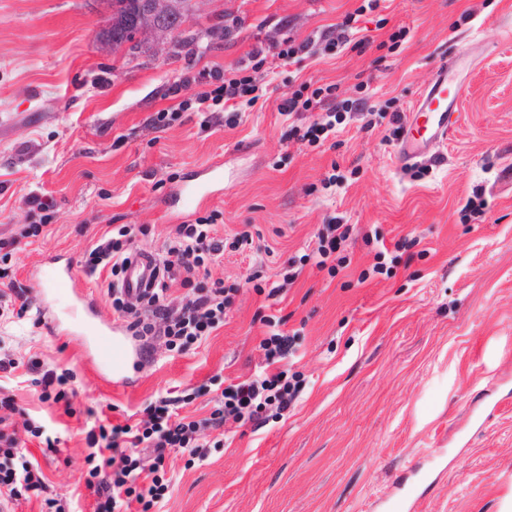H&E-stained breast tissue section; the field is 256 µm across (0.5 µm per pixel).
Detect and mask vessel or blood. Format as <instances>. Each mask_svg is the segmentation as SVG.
Wrapping results in <instances>:
<instances>
[{"label":"vessel or blood","instance_id":"b4317fda","mask_svg":"<svg viewBox=\"0 0 512 512\" xmlns=\"http://www.w3.org/2000/svg\"><path fill=\"white\" fill-rule=\"evenodd\" d=\"M462 61V54L457 53L440 62L430 85L419 95L396 143L402 163L416 161L429 141L444 140L452 134L458 121L460 93L455 77ZM223 181L224 163L218 160L193 175L174 204L185 213L198 209L211 201L215 187ZM160 276L155 256L137 251L129 256L119 287L133 300L154 289ZM50 277L54 286L43 297V312L51 329L65 333L74 324L85 330L88 363L97 378L116 389L128 387L122 365L127 359L140 357V350L128 342L125 330L85 295L71 265L52 266Z\"/></svg>","mask_w":512,"mask_h":512}]
</instances>
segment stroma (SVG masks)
I'll return each mask as SVG.
<instances>
[{
  "label": "stroma",
  "mask_w": 512,
  "mask_h": 512,
  "mask_svg": "<svg viewBox=\"0 0 512 512\" xmlns=\"http://www.w3.org/2000/svg\"><path fill=\"white\" fill-rule=\"evenodd\" d=\"M366 3L191 0L184 44L147 34L116 51L101 38L109 0H0V357L16 362L0 392L40 426L25 447L72 512L94 510L86 431L137 424L161 396L192 395L182 415L208 418L224 386L263 369L261 342L278 332L296 338L280 366L302 383L297 402L202 429L203 459L170 453L162 512H383L414 466L432 475L414 512H512V0ZM348 15L359 46L266 59L262 97L233 113L180 109L202 69L233 72L258 42L298 44ZM466 49L453 133L402 164L393 113ZM304 83L372 111L296 140L321 109L278 106ZM163 109L176 118L160 128ZM218 158L219 196L189 215L168 207ZM32 192L53 199L49 219L23 205ZM211 214L225 248L202 284L223 281V325L181 356L152 338L129 389L98 385L82 337L52 334L37 313L40 267L70 263L108 311L109 269L84 268L102 235L131 226L133 248L160 255L176 225ZM327 224L352 227L333 275L316 266ZM244 230L251 243L235 246ZM34 361L72 370L73 414L42 399Z\"/></svg>",
  "instance_id": "obj_1"
}]
</instances>
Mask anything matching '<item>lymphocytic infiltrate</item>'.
<instances>
[{
  "instance_id": "obj_1",
  "label": "lymphocytic infiltrate",
  "mask_w": 512,
  "mask_h": 512,
  "mask_svg": "<svg viewBox=\"0 0 512 512\" xmlns=\"http://www.w3.org/2000/svg\"><path fill=\"white\" fill-rule=\"evenodd\" d=\"M216 80L215 89L199 93L195 102L233 100L254 96L259 86L256 78L232 73ZM209 219L193 224L177 225L162 259L167 275L165 282L133 306L120 290H113L112 309L129 320L133 336H162L169 350L185 354L215 331L224 321V308L229 303L223 284L212 288H194L192 298L176 303L168 296L169 281L178 279L192 285L206 258L224 253V243L208 234ZM132 238L128 227H120L112 237H102L91 249L86 268L96 272L99 265L111 267L112 276L124 272L127 244ZM293 343L292 337L274 334L262 340L268 368L250 382L231 384L221 392L220 403L206 422L190 420L177 414L178 398L162 397L147 408L141 427L127 424H99L85 437L90 449L86 486L95 497L94 512H156L166 498L170 481L166 477L165 459L170 452L184 451L192 457L204 458L206 447L200 444L201 425L223 428L227 420L254 419L263 406L274 403L289 408L300 393L299 383L290 381L277 364ZM0 418V512H14L15 505L40 496L47 490L39 468L27 460L15 433L5 430ZM147 446L150 456L133 455V448Z\"/></svg>"
}]
</instances>
